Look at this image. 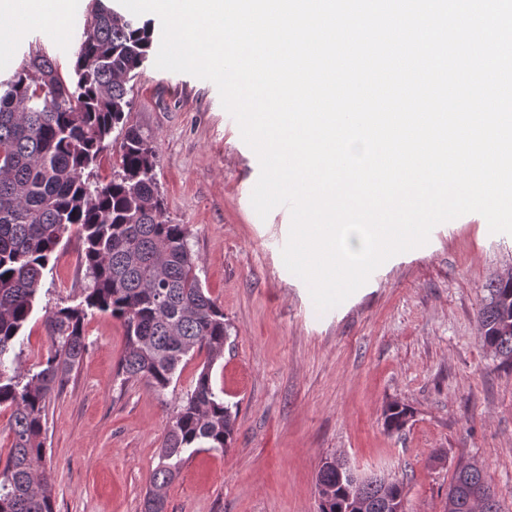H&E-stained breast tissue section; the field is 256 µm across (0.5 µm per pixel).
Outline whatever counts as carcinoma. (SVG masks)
Here are the masks:
<instances>
[{"label": "carcinoma", "mask_w": 512, "mask_h": 512, "mask_svg": "<svg viewBox=\"0 0 512 512\" xmlns=\"http://www.w3.org/2000/svg\"><path fill=\"white\" fill-rule=\"evenodd\" d=\"M148 24H139L92 0L91 21L75 51L77 80L67 81L56 61L37 50L8 80L0 81V408L11 410V452L0 467V512H55L42 470L49 395L85 353L84 322L108 313L125 330L119 373L140 378L161 394L183 362L206 352L179 408L171 414L145 512H164L163 489L175 479L192 448L226 451L236 414L214 388L212 368L229 337L224 312L205 292L184 224L164 214L156 180V151L131 121L127 84L148 57ZM120 129L118 169L105 182L94 177L102 154ZM77 227L81 263L90 279L84 300L59 307L45 320L47 355L38 371L24 373L13 355L31 317L48 268L64 235ZM481 340L512 368V280L485 284ZM384 422L401 429L407 409L388 405ZM317 484L331 488L319 512H391L404 491L391 483L379 492L374 477L355 492L323 465ZM487 483L481 467L459 468L447 512H499L494 497L475 499Z\"/></svg>", "instance_id": "carcinoma-1"}]
</instances>
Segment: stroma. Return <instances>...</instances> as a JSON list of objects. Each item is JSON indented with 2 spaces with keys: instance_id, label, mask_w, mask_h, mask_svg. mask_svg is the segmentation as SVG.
Here are the masks:
<instances>
[{
  "instance_id": "35a3bbf8",
  "label": "stroma",
  "mask_w": 512,
  "mask_h": 512,
  "mask_svg": "<svg viewBox=\"0 0 512 512\" xmlns=\"http://www.w3.org/2000/svg\"><path fill=\"white\" fill-rule=\"evenodd\" d=\"M88 4L70 0L53 27L0 18V79L35 49L71 78L74 56L57 47L78 46ZM128 87L131 119L157 153L165 215L187 226L198 276L231 333L212 379L237 414L233 442L187 454L165 512H318L317 474L336 455L359 476L402 481L407 512H445L456 471L475 463L500 512H512V369L483 345L479 321L486 282L512 267V235L490 233L476 213L439 224L428 244L318 313L278 246L290 214L263 220L251 205L259 162L216 86L149 61ZM81 250L69 231L44 273L16 345L22 370L47 352L48 313L84 296ZM84 331V357L47 409L42 466L56 512H144L167 421L206 356L158 395L118 376L119 320L95 312ZM391 403L408 410L398 431L384 425Z\"/></svg>"
}]
</instances>
